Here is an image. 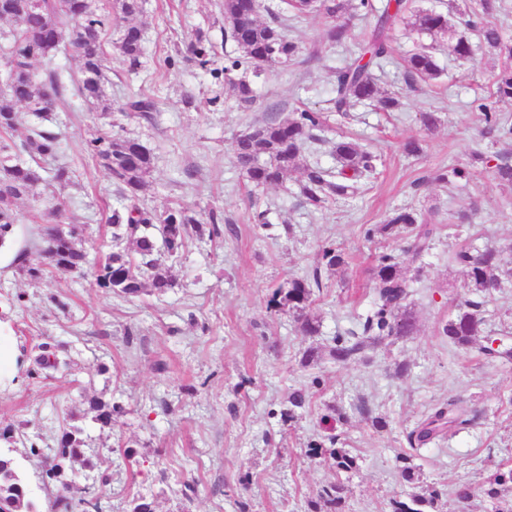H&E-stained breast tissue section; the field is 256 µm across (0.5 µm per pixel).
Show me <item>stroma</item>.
I'll return each mask as SVG.
<instances>
[{"label": "stroma", "instance_id": "35a3bbf8", "mask_svg": "<svg viewBox=\"0 0 512 512\" xmlns=\"http://www.w3.org/2000/svg\"><path fill=\"white\" fill-rule=\"evenodd\" d=\"M136 21L145 31L140 68L130 70L115 48L107 50L111 111L95 112L75 100L70 111L54 115L64 140L59 160L74 172L63 196L70 222L85 228L80 247L93 264L112 249L107 218L120 200L85 150L98 129L112 124L154 154L142 194L146 207L213 209L234 231L190 239L172 267L174 283L166 294L128 299L98 288L90 274L53 272L34 282L20 273V259L39 261L43 238L28 214L50 211L56 199L41 185L19 200L22 221L0 245V344L12 353L0 378V427L48 437L64 427L83 428L101 468L69 462L65 469L109 500L112 512H126L139 497L154 512H313L318 491L336 480L349 489L342 512H387L389 500L406 489L395 462L405 452L424 482L445 490L435 512H493L489 498L461 503L453 491L462 483L481 485L497 464L512 463V362L454 346L438 334L466 297L465 276L450 262L452 252L493 246L512 268V187L500 186L487 165L489 158L512 152V142L496 143L482 133L474 102L489 98L498 63L485 56L477 32H464L473 46L469 60L440 45V76L410 86L398 62L428 38L409 20L398 21L391 32L393 61L376 76L401 107L378 112L361 105L344 116L332 112L331 100L335 70L347 54L327 40L323 17L285 14L299 57L288 68H269L254 78L258 98L249 108L195 63L165 64L200 29L215 46L216 66L238 56V47L224 38L223 0H143ZM142 94L154 98L156 112L147 119L124 114L126 100ZM303 107L327 115L313 153L322 165L334 166L333 146L343 136L359 138L377 157V180L326 209L300 206L296 171L279 185L252 190L230 151L236 135L269 113L285 117ZM427 111L440 117L431 132L419 122ZM409 137L424 139L421 157L402 154ZM469 163L476 171L470 181L445 186L432 180L439 169ZM255 205L267 210L268 227L250 223ZM404 205L435 211L441 226L409 299L416 330L387 339L364 360L336 363L328 353L333 337L357 327L374 296L369 269L381 252L396 247L365 232ZM460 210L470 211L471 221L456 227L452 219ZM327 242L345 249L349 265L342 273L323 271L313 305L320 330L304 336L292 315L268 309L267 298L288 277L308 274ZM484 316V332L512 344V281L487 297ZM47 337L67 349L71 366L48 377L29 376ZM312 347L320 358L302 367L300 359ZM397 362L407 364L404 376H394ZM297 389L309 390L310 402L297 423L283 425L280 412ZM94 396L125 407L117 426L96 423L87 404ZM452 398L476 410L474 424L410 450L407 432L428 407ZM332 409L343 415L334 432L356 458L355 468L341 475L304 455L324 435L320 419ZM375 416L388 420V430L373 429ZM127 445L136 465L124 457ZM187 479L197 485L189 502L181 496Z\"/></svg>", "mask_w": 512, "mask_h": 512}]
</instances>
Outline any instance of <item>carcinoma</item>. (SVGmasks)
<instances>
[{
  "label": "carcinoma",
  "instance_id": "obj_1",
  "mask_svg": "<svg viewBox=\"0 0 512 512\" xmlns=\"http://www.w3.org/2000/svg\"><path fill=\"white\" fill-rule=\"evenodd\" d=\"M285 9L296 16L323 13L334 20L327 38L334 44L350 39L349 25L341 18L374 16L376 23L363 37L357 56L347 60L335 72L334 110L345 114L359 104H369L388 111L398 106V100L385 94L373 71L382 66L390 54L388 31L398 15L407 9L406 0H385L375 6L373 0H282ZM499 8L496 0H471L459 23L477 30L485 51L502 59L500 71L494 75L492 96L498 100H512V41L504 39L499 27L490 21ZM141 11L139 0H110L105 8L98 0H39L34 8H27V0H0V20H8L11 27L0 30V62L7 66V76L0 82V244L14 234L20 215L14 208L16 200L27 195L33 186L42 183L59 190L73 183V172L63 163L47 167L56 160L61 150L60 134L43 125L52 120V113L67 111L70 99L75 97L91 110L106 112L110 103L102 83L103 61L106 56L105 36L111 27L112 14L132 17ZM268 19H262V14ZM413 26L433 40L448 38V50L456 57L466 58L471 53L469 41L456 34L448 14L435 9L418 10L413 14ZM224 36L239 48L241 55L230 57L224 67H212L213 44L200 30L187 46L189 58L200 67L209 69L212 78L232 85L240 103L255 101L253 82L234 78L237 71L285 66L297 59L298 45L288 39L275 9L263 0H224ZM113 46L129 66L135 68L143 54L142 27L128 24L122 27ZM62 54L80 63L81 77L69 87L64 71L47 70L41 78L32 73V62L52 59ZM440 68L432 47L423 46L404 59V78L409 85L438 78ZM38 119L25 140L12 137L21 110ZM484 124V134L499 141L512 138V123L486 103L477 105ZM322 113L313 109L297 110L286 118L273 113L263 121L239 134L231 144L236 166L246 180L256 188H265L283 182L288 172L301 170L299 193L302 203L315 209L325 208L338 200L353 197L359 188L375 178L376 156L353 139H342L334 146L336 166L326 168L306 158L311 144L321 141ZM87 152L107 171L120 198L112 208L107 223L112 227V251L93 272L98 287L123 297H136L145 290L157 294L172 287L169 274L171 263L181 257L187 242L193 236L213 238L222 233L223 220L215 210L203 216L187 208L169 207L156 212L140 204V191L153 169L154 157L150 149L135 139L114 130H105L86 143ZM499 185L512 187V161L497 157L493 166ZM473 176L467 167L442 169L434 177L438 183L452 185ZM402 231L406 243L403 252L411 257L406 266L393 251L381 254L370 270L374 284V303L361 318L360 331L333 338L329 356L346 363L365 357L367 351L377 348L385 339L409 336L414 332V319L407 309L411 283L423 270L424 257L430 250L437 225L432 219L411 208H398L386 223L376 230H367V237L377 232L383 236ZM80 226L69 224L60 230L56 226L43 234L44 252L51 267L61 275L83 273L85 253L77 247ZM128 242L132 248L123 246ZM320 265L307 277H290L274 288L267 299L273 311L292 314L298 331L303 336L318 334L320 321L312 313L315 292L322 288L321 267L340 272L348 264L344 250L327 243L320 250ZM452 260L466 273L465 288L468 298L458 306L454 317L439 328L459 347L473 345L482 335L485 322L483 312L487 296L501 281V259L493 247L481 253L466 248L456 251ZM496 339L486 337L479 347L487 358L512 357V350L493 347ZM38 358L39 368L56 371L59 368V346L45 342ZM308 394L304 389L293 391L288 397L289 407L281 411V420L294 423L299 419L296 410L305 407ZM95 419L104 426L119 422L124 414L122 405L99 398L89 401ZM471 423L469 409L458 400H450L432 407L409 432L407 440L412 447H421L457 434ZM0 443L8 451L0 452V512H40L28 495L27 480L19 471L12 452L25 449L27 458L44 464L46 478L57 483L56 504L69 510L106 512L107 505L100 497L86 498L84 488L65 472V461H80L92 468L94 463L85 455L86 441L82 430L70 427L56 439V447L49 449L52 457L43 455V449L25 432L11 425L0 428ZM339 438L327 435V442L308 445L306 456L321 459L338 472H347L356 460L344 448L337 447ZM399 475L414 492L390 503L391 512H425L444 494L434 486L420 485V474L408 458L400 457ZM346 487L341 481L330 483L319 493L320 504L315 512H337ZM483 493L495 502V512H512V465L500 464L487 481Z\"/></svg>",
  "mask_w": 512,
  "mask_h": 512
}]
</instances>
